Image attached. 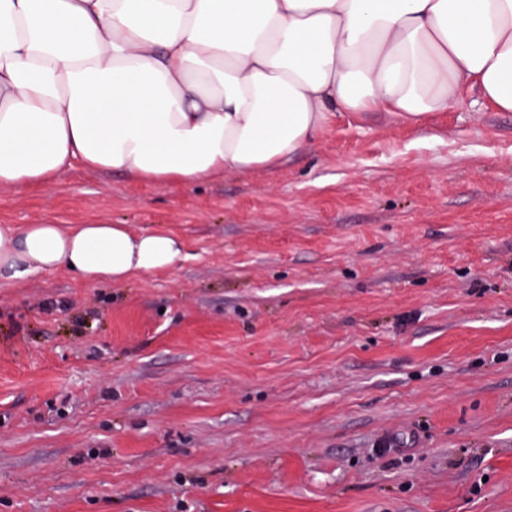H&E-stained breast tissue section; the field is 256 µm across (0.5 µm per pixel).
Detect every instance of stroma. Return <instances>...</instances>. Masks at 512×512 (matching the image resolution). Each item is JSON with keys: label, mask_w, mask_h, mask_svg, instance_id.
Listing matches in <instances>:
<instances>
[{"label": "stroma", "mask_w": 512, "mask_h": 512, "mask_svg": "<svg viewBox=\"0 0 512 512\" xmlns=\"http://www.w3.org/2000/svg\"><path fill=\"white\" fill-rule=\"evenodd\" d=\"M77 222L187 257L0 278V512H512V112H340L187 187L0 189V224Z\"/></svg>", "instance_id": "obj_1"}]
</instances>
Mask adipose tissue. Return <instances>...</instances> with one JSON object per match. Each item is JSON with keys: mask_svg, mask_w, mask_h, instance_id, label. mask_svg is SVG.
<instances>
[{"mask_svg": "<svg viewBox=\"0 0 512 512\" xmlns=\"http://www.w3.org/2000/svg\"><path fill=\"white\" fill-rule=\"evenodd\" d=\"M512 112V0H0V188L74 166L189 185L279 167L338 112ZM126 225L0 224V278L184 260Z\"/></svg>", "mask_w": 512, "mask_h": 512, "instance_id": "1", "label": "adipose tissue"}]
</instances>
